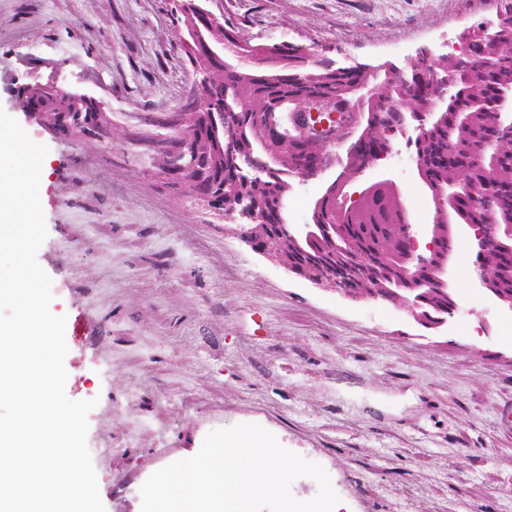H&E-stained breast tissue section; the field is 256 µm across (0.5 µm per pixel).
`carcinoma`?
Segmentation results:
<instances>
[{"mask_svg":"<svg viewBox=\"0 0 512 512\" xmlns=\"http://www.w3.org/2000/svg\"><path fill=\"white\" fill-rule=\"evenodd\" d=\"M224 43L237 47L243 54L254 58L261 51L240 36L224 29ZM194 71L204 82L210 101L206 112H222L231 117L235 125L233 136L242 148H253L254 154L266 157L263 146L266 129L258 119L261 112L288 105L316 104L324 97L367 80L362 72H344L331 67L324 60L310 54L288 50V62L274 66L255 63L232 64L224 58L207 55L195 57ZM468 66L469 75L460 78L454 96L435 102L423 98L417 86L404 82L385 84L379 90V101L366 104L364 113L404 112L410 117L423 119L433 112L435 116L429 133L415 140L416 155L423 159L425 168L421 178L447 188L446 210L439 217L438 232L446 237L455 234L458 224H475L484 209L475 205V188L483 187L492 195L493 216L498 224H512V198L503 197L512 186V136L502 135L494 143L486 166L478 167L471 159L485 146L489 125L504 112L512 101V35L506 36L489 51L471 50L430 58L429 68L439 72H458L460 62ZM183 133L196 142L202 151L198 164L206 167L205 183L224 186V203L229 209H243L241 201L255 196L261 201V223L275 230L280 221L281 202L288 190V166L297 165L301 153L316 154L324 150L322 144L295 143L284 135L286 143H279L275 151L281 163L277 175L257 178L240 169L226 149L227 135L215 129L200 116L188 118ZM313 215L317 224H340L343 233L336 236L339 246L352 240L364 251L363 269L353 278L344 262L334 261L336 277L348 286L377 288L379 284L367 273L371 267L393 269L398 264L402 225L408 216L398 202L385 189L376 190L362 205L342 211L333 207L325 197L315 205ZM318 229L305 233L307 240L303 252L297 255L298 266L303 267L316 257L317 243L309 236ZM486 276L505 293L512 292V261L493 251L485 258ZM448 306V292L422 296L420 315L440 312Z\"/></svg>","mask_w":512,"mask_h":512,"instance_id":"1","label":"carcinoma"}]
</instances>
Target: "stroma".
Listing matches in <instances>:
<instances>
[{"label":"stroma","mask_w":512,"mask_h":512,"mask_svg":"<svg viewBox=\"0 0 512 512\" xmlns=\"http://www.w3.org/2000/svg\"><path fill=\"white\" fill-rule=\"evenodd\" d=\"M251 45L306 46L334 66L456 52L459 35L493 25L480 0H204ZM174 0H0V109L44 144L48 236L37 259L66 318V393L97 399L87 444L106 512H141L140 488L196 454L207 433L256 424L321 465L349 512H512V310L474 273L459 235L448 288L457 303L422 326L403 304L318 285L165 185L123 140L48 129L17 92L86 70L74 84L114 126L170 112L195 73ZM402 138L349 180L355 200L380 171L413 225L434 205ZM340 167L290 178L282 215L312 221Z\"/></svg>","instance_id":"35a3bbf8"}]
</instances>
